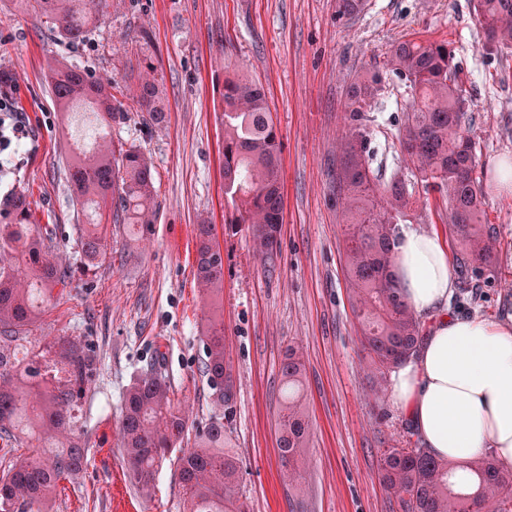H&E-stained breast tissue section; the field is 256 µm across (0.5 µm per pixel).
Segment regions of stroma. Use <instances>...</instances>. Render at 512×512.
I'll list each match as a JSON object with an SVG mask.
<instances>
[{"instance_id":"obj_1","label":"stroma","mask_w":512,"mask_h":512,"mask_svg":"<svg viewBox=\"0 0 512 512\" xmlns=\"http://www.w3.org/2000/svg\"><path fill=\"white\" fill-rule=\"evenodd\" d=\"M354 15L338 0H112L81 42L60 40L33 10L0 0V70L29 131L12 174L0 181V212L17 190L32 203V221L55 227L69 265L80 264L81 223L66 179L74 129L97 128L96 115L72 108L60 121L48 85L62 56L111 75L126 109L112 136L153 163L157 221L150 244L132 246L109 227L111 262L77 272L42 313L30 353L46 355L55 338L78 336L97 364L81 401L78 431L88 462L61 481L49 512H183L177 460L168 455L150 496L131 485L118 446L120 396L156 353L175 402L189 405V429L224 417V435L239 461L238 492L250 512H401L378 479L379 451L402 444L408 427L391 394L373 397L369 360L346 288L345 231L336 194L345 102L354 75L379 73L383 90L369 114L370 165L379 181L403 171L398 127L404 87L384 69L404 40L445 42L469 92L466 132L485 183L487 223L498 235L491 278L455 288L448 310L490 322L512 313V195L490 186L496 163L512 157V48L493 50L475 0H364ZM163 78L168 119L146 124L125 89L143 56ZM265 89L282 144L283 224L274 266L252 250L246 225L232 223L222 177L224 73ZM402 228L451 242L439 194L414 188ZM214 225L224 254V348L235 394L221 410L202 372L209 307L195 280V227ZM304 354V400L313 438L301 484L280 476L277 424L283 403L280 365L289 349Z\"/></svg>"}]
</instances>
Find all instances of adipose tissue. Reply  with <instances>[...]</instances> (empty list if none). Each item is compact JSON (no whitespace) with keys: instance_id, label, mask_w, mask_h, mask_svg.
Returning a JSON list of instances; mask_svg holds the SVG:
<instances>
[{"instance_id":"adipose-tissue-1","label":"adipose tissue","mask_w":512,"mask_h":512,"mask_svg":"<svg viewBox=\"0 0 512 512\" xmlns=\"http://www.w3.org/2000/svg\"><path fill=\"white\" fill-rule=\"evenodd\" d=\"M394 274L424 324L419 347L393 377L397 408L436 458L466 462L490 448L511 464L512 316L490 323L449 314L452 267L432 234L402 231Z\"/></svg>"}]
</instances>
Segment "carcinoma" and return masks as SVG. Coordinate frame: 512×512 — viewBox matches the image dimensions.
I'll list each match as a JSON object with an SVG mask.
<instances>
[{
  "label": "carcinoma",
  "instance_id": "obj_1",
  "mask_svg": "<svg viewBox=\"0 0 512 512\" xmlns=\"http://www.w3.org/2000/svg\"><path fill=\"white\" fill-rule=\"evenodd\" d=\"M34 2L35 13L51 30L74 43L104 16L109 0ZM476 11L494 47L512 46V0H477ZM143 63L131 97L145 120L159 126L166 121L164 86L153 63L146 58ZM385 68L409 95L399 128L407 169L425 189L442 195L449 233L460 245L456 272L468 286L495 270L497 237L481 223L484 194L475 148L464 128L468 99L461 70L447 44L410 41L392 47ZM50 85L59 112L82 103L96 110L103 128L89 148L73 152L67 178L87 220L80 236L83 263L102 264L108 244L101 209L135 244L154 235L153 168L140 150L112 139V124L125 117L122 102L112 94V79L94 77L62 58L53 63ZM379 91V79L366 74L350 87L337 192L350 230L345 247L349 298L362 319L361 344L381 391L387 375L412 356L421 325L392 273L397 224L411 204L408 184L399 174L375 184L366 158L367 113L375 109ZM222 124L224 193L236 212L234 223L248 225L255 253L271 263L282 224L280 143L265 89L235 69L224 77ZM31 217L28 197L18 193L10 222L0 224V443L41 452L20 455L0 472V512H44L58 482L80 472L89 453L74 435L79 400L94 365L85 345L63 336L51 363L31 359L21 364L16 358L42 307L55 299L54 290L73 278L71 267L57 259L56 233L36 229ZM195 278L203 296L214 300L223 292L224 255L210 224L196 225ZM225 370L224 322L212 320L205 331L203 373L226 405L234 391ZM303 372L302 357L289 351L281 367L285 394L277 450L291 482L302 478L300 462L311 438L301 394ZM187 423L159 355L121 396L120 447L130 483L140 493H151L159 466L181 444ZM238 471L237 458L224 444L223 418L214 417L198 432L194 447L180 449L178 479L188 512H249L237 492ZM379 479L402 512H512V468L486 453L451 466L407 437L404 447L381 450Z\"/></svg>",
  "mask_w": 512,
  "mask_h": 512
}]
</instances>
